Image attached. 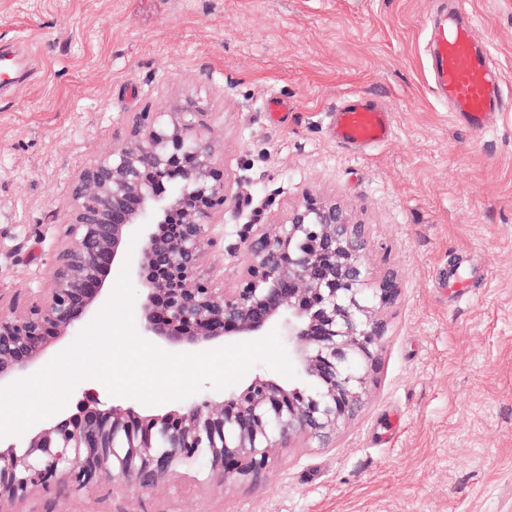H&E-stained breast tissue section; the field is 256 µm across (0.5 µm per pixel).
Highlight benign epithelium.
<instances>
[{
  "instance_id": "1",
  "label": "benign epithelium",
  "mask_w": 512,
  "mask_h": 512,
  "mask_svg": "<svg viewBox=\"0 0 512 512\" xmlns=\"http://www.w3.org/2000/svg\"><path fill=\"white\" fill-rule=\"evenodd\" d=\"M201 116L191 103L142 112L121 143L79 173L48 288L38 300L11 297V315L0 317V387L41 369L52 342L91 322L110 299L106 277L128 260L144 338L202 351L277 327L319 392L256 376L147 416L101 408L91 395L36 429L22 452L0 438V503L112 477L150 490L203 452L224 481L256 485L277 449L299 434L327 444L361 411L385 334L376 307L397 299L395 282L366 288L362 225L341 205L307 197L280 224L260 223L257 210L240 229L244 275L234 288L212 287L201 260L218 245L211 224L227 192ZM160 173L180 181L166 193Z\"/></svg>"
}]
</instances>
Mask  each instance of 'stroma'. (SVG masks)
<instances>
[{"label":"stroma","mask_w":512,"mask_h":512,"mask_svg":"<svg viewBox=\"0 0 512 512\" xmlns=\"http://www.w3.org/2000/svg\"><path fill=\"white\" fill-rule=\"evenodd\" d=\"M449 0H0V44L33 80L0 98V296L47 287L78 173L136 116L188 101L224 168L203 267L247 265L239 229L312 195L363 224L367 285L397 300L361 412L325 448L301 436L259 484L207 459L141 490L123 479L38 491L0 512H512V0H461L501 74L493 128L454 121L431 87L429 23ZM288 120H268L271 96ZM361 96L394 134L356 155L329 115ZM470 287L445 290L452 275Z\"/></svg>","instance_id":"35a3bbf8"}]
</instances>
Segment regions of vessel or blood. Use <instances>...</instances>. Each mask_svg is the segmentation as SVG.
Returning a JSON list of instances; mask_svg holds the SVG:
<instances>
[{"label":"vessel or blood","instance_id":"vessel-or-blood-1","mask_svg":"<svg viewBox=\"0 0 512 512\" xmlns=\"http://www.w3.org/2000/svg\"><path fill=\"white\" fill-rule=\"evenodd\" d=\"M430 68L433 88L465 125L483 129L492 124L503 106L500 72L489 52L474 35L469 17L441 21L434 29ZM27 71L0 66V95L22 84ZM331 132L341 146L358 151L391 139L393 114L362 98L340 105L330 120Z\"/></svg>","mask_w":512,"mask_h":512}]
</instances>
